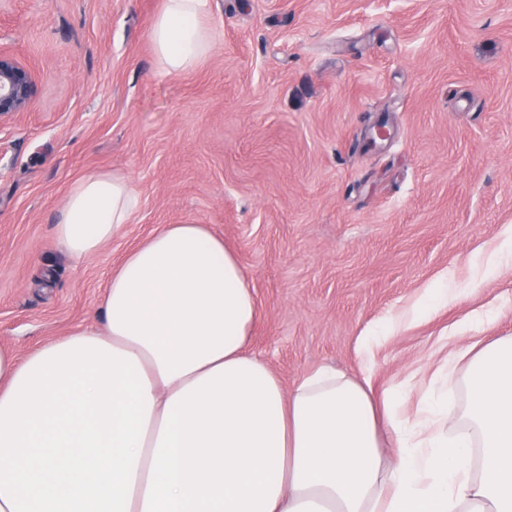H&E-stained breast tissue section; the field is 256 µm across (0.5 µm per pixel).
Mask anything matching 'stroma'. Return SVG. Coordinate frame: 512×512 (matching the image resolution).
<instances>
[{
  "mask_svg": "<svg viewBox=\"0 0 512 512\" xmlns=\"http://www.w3.org/2000/svg\"><path fill=\"white\" fill-rule=\"evenodd\" d=\"M162 5L0 0V48L35 82L0 122V345L101 327L112 269L165 224L223 237L260 309L250 348L287 388L332 366L411 384L410 409L477 311L512 335V0H210L213 52L171 76ZM100 172L141 207L73 260L54 226Z\"/></svg>",
  "mask_w": 512,
  "mask_h": 512,
  "instance_id": "1",
  "label": "stroma"
}]
</instances>
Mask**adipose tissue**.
Returning <instances> with one entry per match:
<instances>
[{
  "label": "adipose tissue",
  "mask_w": 512,
  "mask_h": 512,
  "mask_svg": "<svg viewBox=\"0 0 512 512\" xmlns=\"http://www.w3.org/2000/svg\"><path fill=\"white\" fill-rule=\"evenodd\" d=\"M150 40L160 74L193 70L209 0H164ZM140 206L127 177H82L56 241L89 257ZM257 319L223 239L167 224L113 269L102 328L0 346V512H512V336L451 350L407 413L332 367L284 389Z\"/></svg>",
  "instance_id": "obj_1"
}]
</instances>
